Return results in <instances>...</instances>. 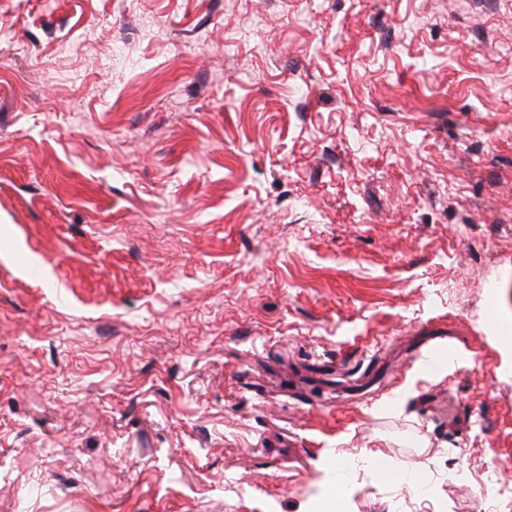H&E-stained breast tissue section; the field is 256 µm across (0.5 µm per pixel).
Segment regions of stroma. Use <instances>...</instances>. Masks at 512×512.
Listing matches in <instances>:
<instances>
[{
	"label": "stroma",
	"instance_id": "1",
	"mask_svg": "<svg viewBox=\"0 0 512 512\" xmlns=\"http://www.w3.org/2000/svg\"><path fill=\"white\" fill-rule=\"evenodd\" d=\"M512 0H0V512H512Z\"/></svg>",
	"mask_w": 512,
	"mask_h": 512
}]
</instances>
